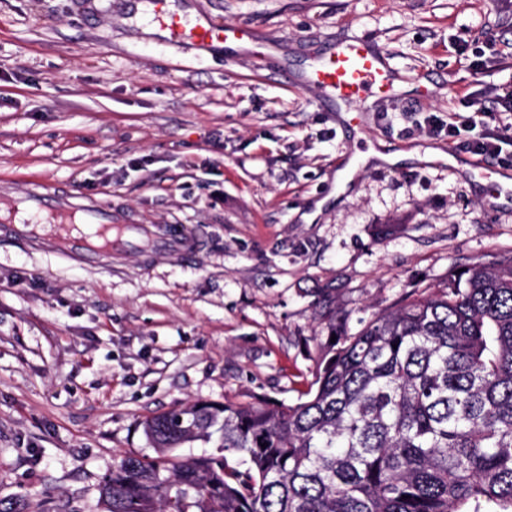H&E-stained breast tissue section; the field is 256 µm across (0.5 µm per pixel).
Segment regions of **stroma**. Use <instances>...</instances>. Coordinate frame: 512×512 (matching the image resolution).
<instances>
[{"label":"stroma","mask_w":512,"mask_h":512,"mask_svg":"<svg viewBox=\"0 0 512 512\" xmlns=\"http://www.w3.org/2000/svg\"><path fill=\"white\" fill-rule=\"evenodd\" d=\"M250 26L273 49L162 42L143 0H0V209L45 185L111 205L122 224H185L186 256L91 266L0 224V512H93L142 421L175 406L296 402L322 289L356 333L450 267L512 249V163L497 194L472 156L417 125L512 84V0H175ZM366 35L429 86L369 108L358 164L332 107L294 79L329 42Z\"/></svg>","instance_id":"obj_1"}]
</instances>
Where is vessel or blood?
Listing matches in <instances>:
<instances>
[{"label":"vessel or blood","instance_id":"obj_1","mask_svg":"<svg viewBox=\"0 0 512 512\" xmlns=\"http://www.w3.org/2000/svg\"><path fill=\"white\" fill-rule=\"evenodd\" d=\"M150 23L164 42L195 48L233 42L261 47L255 29L228 27L203 17L189 18L173 8L171 0H148ZM401 74L387 54L371 39L351 36L336 40L317 57L302 77L305 89L319 98L331 99L346 107L349 122L364 124V105L398 97ZM18 225L15 235L28 239L39 248L79 258L88 263L134 244L140 234H148L156 254L188 255L198 247L194 231L185 227L142 230L136 224L114 226L111 207L86 197L64 198L50 188L39 186L22 203L14 205Z\"/></svg>","mask_w":512,"mask_h":512}]
</instances>
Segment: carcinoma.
Returning a JSON list of instances; mask_svg holds the SVG:
<instances>
[{
    "instance_id": "cac0c4a2",
    "label": "carcinoma",
    "mask_w": 512,
    "mask_h": 512,
    "mask_svg": "<svg viewBox=\"0 0 512 512\" xmlns=\"http://www.w3.org/2000/svg\"><path fill=\"white\" fill-rule=\"evenodd\" d=\"M316 316L305 399L145 419L157 456H125L95 512H512V252L354 334L334 288ZM199 440L215 452L174 454Z\"/></svg>"
}]
</instances>
